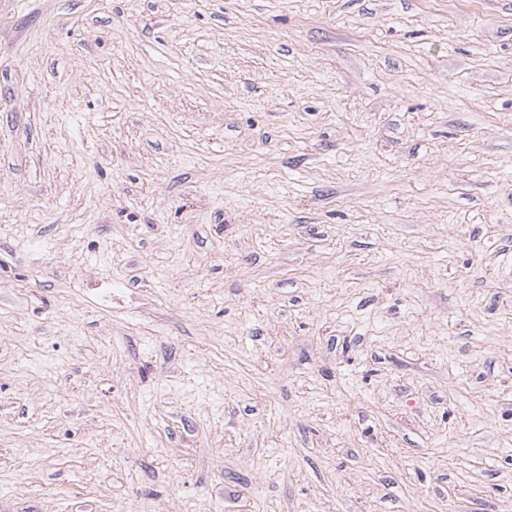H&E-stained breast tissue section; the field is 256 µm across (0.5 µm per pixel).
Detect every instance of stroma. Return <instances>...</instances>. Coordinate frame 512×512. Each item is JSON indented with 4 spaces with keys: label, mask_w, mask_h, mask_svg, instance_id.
<instances>
[{
    "label": "stroma",
    "mask_w": 512,
    "mask_h": 512,
    "mask_svg": "<svg viewBox=\"0 0 512 512\" xmlns=\"http://www.w3.org/2000/svg\"><path fill=\"white\" fill-rule=\"evenodd\" d=\"M512 0H0V512H512Z\"/></svg>",
    "instance_id": "1"
}]
</instances>
